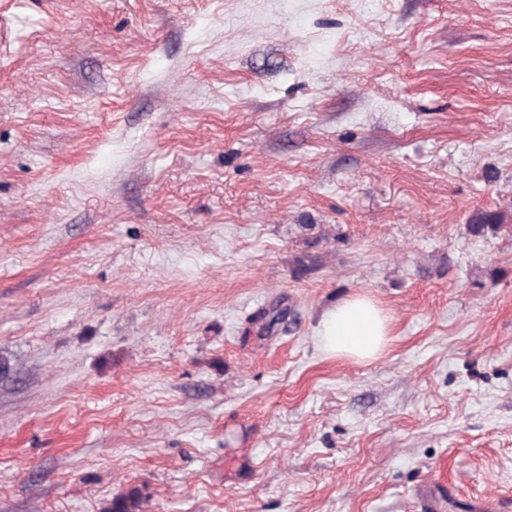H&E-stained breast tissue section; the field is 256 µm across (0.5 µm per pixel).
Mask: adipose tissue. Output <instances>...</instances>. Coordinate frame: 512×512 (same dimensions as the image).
<instances>
[{"instance_id":"1","label":"adipose tissue","mask_w":512,"mask_h":512,"mask_svg":"<svg viewBox=\"0 0 512 512\" xmlns=\"http://www.w3.org/2000/svg\"><path fill=\"white\" fill-rule=\"evenodd\" d=\"M390 334L389 321L373 301L352 296L327 309L319 322L323 351L333 358L375 359Z\"/></svg>"}]
</instances>
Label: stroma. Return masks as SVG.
<instances>
[{"label":"stroma","instance_id":"stroma-1","mask_svg":"<svg viewBox=\"0 0 512 512\" xmlns=\"http://www.w3.org/2000/svg\"><path fill=\"white\" fill-rule=\"evenodd\" d=\"M476 209L512 0H0V512H512ZM352 294L365 363L316 340ZM390 335L389 321L373 301L352 296L327 309L319 322V343L333 358L375 359ZM148 505V498L142 492L133 488L127 493L113 497L103 512H144Z\"/></svg>","mask_w":512,"mask_h":512}]
</instances>
